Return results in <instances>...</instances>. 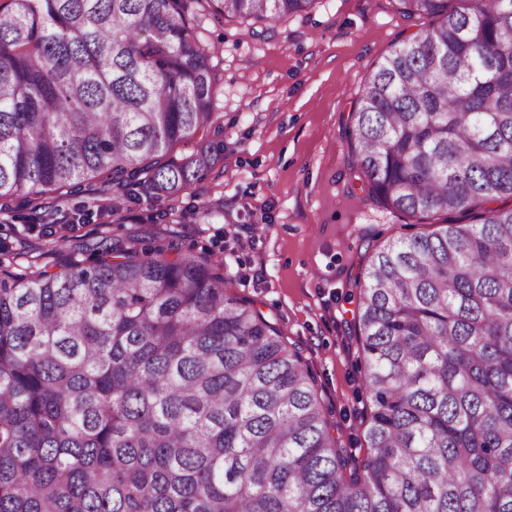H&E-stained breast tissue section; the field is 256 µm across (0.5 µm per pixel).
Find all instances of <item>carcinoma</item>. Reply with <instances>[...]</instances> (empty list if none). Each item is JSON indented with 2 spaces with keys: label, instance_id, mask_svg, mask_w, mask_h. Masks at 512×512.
I'll return each mask as SVG.
<instances>
[{
  "label": "carcinoma",
  "instance_id": "cac0c4a2",
  "mask_svg": "<svg viewBox=\"0 0 512 512\" xmlns=\"http://www.w3.org/2000/svg\"><path fill=\"white\" fill-rule=\"evenodd\" d=\"M439 18L368 77L347 134L378 206L512 198V0ZM314 0H0V213L101 180L173 201L214 167L216 75L189 14ZM224 259L114 238L84 264L0 261V512H512V207L391 240L360 282L367 451L333 435L282 331Z\"/></svg>",
  "mask_w": 512,
  "mask_h": 512
}]
</instances>
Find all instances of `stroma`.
Instances as JSON below:
<instances>
[{"mask_svg": "<svg viewBox=\"0 0 512 512\" xmlns=\"http://www.w3.org/2000/svg\"><path fill=\"white\" fill-rule=\"evenodd\" d=\"M410 17L399 0H315L304 13L265 23L205 17L199 30L215 52L220 80L214 129L218 163L178 200L84 198L93 219L71 222L73 200L50 202V237L23 219L0 223L18 266L86 262L100 240L117 235L156 243L174 239L197 255L223 258L227 291L254 302L298 347L342 443L364 454L363 352L355 337L357 278L372 251L426 234L472 213L411 218L378 207L351 165L346 131L367 77L393 50L436 26ZM213 202L221 213L194 223L188 210Z\"/></svg>", "mask_w": 512, "mask_h": 512, "instance_id": "obj_1", "label": "stroma"}]
</instances>
